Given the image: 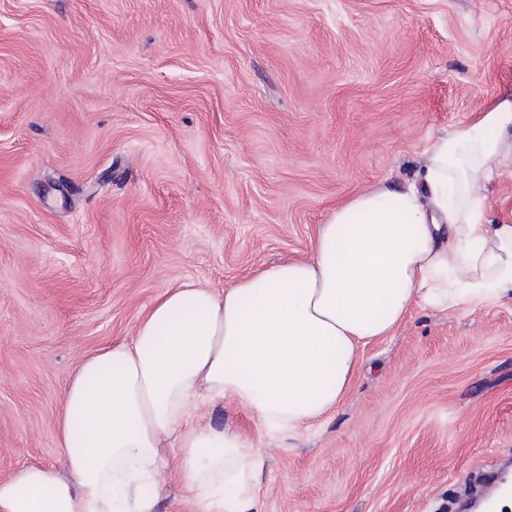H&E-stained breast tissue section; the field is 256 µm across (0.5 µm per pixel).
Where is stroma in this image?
I'll use <instances>...</instances> for the list:
<instances>
[{
    "instance_id": "obj_1",
    "label": "stroma",
    "mask_w": 512,
    "mask_h": 512,
    "mask_svg": "<svg viewBox=\"0 0 512 512\" xmlns=\"http://www.w3.org/2000/svg\"><path fill=\"white\" fill-rule=\"evenodd\" d=\"M511 92L512 0H0V478L61 465L69 380L158 296L308 257ZM359 356L261 512H458L512 456V302L412 309Z\"/></svg>"
}]
</instances>
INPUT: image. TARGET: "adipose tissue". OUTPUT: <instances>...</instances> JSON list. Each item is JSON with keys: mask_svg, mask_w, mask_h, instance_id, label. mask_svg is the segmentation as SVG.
I'll use <instances>...</instances> for the list:
<instances>
[{"mask_svg": "<svg viewBox=\"0 0 512 512\" xmlns=\"http://www.w3.org/2000/svg\"><path fill=\"white\" fill-rule=\"evenodd\" d=\"M510 167L506 96L432 138L413 179L332 210L306 259L220 293L166 291L130 341L84 359L56 422L63 469L29 464L0 479V512H157L174 486L190 512H257L266 448L202 423L201 407L229 400L287 443L336 408L360 348L412 308L512 301V224L488 216L489 185Z\"/></svg>", "mask_w": 512, "mask_h": 512, "instance_id": "1", "label": "adipose tissue"}]
</instances>
